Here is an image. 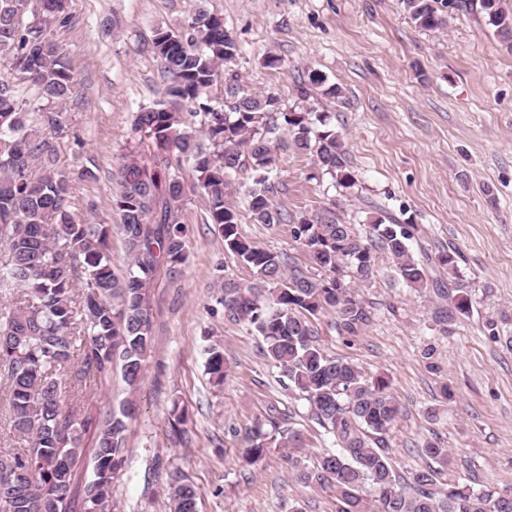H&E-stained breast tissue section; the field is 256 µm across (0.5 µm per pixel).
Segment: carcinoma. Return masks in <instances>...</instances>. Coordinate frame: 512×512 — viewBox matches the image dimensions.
<instances>
[{"label": "carcinoma", "mask_w": 512, "mask_h": 512, "mask_svg": "<svg viewBox=\"0 0 512 512\" xmlns=\"http://www.w3.org/2000/svg\"><path fill=\"white\" fill-rule=\"evenodd\" d=\"M437 3L400 0L406 16L424 31L448 27V14ZM475 5L512 51V12L504 0L445 3L453 10ZM71 19L68 0H0V59L8 60L16 76L14 82L0 76V244L10 255L0 265V294L25 290L22 300L0 308V380L8 384L10 433L25 443L18 452L0 448V479L12 475L17 482L14 493H0V512H108L135 404L128 400L96 424L82 415V394L88 381L112 374L117 354L129 394L145 377L155 274L164 267L177 276L188 258L187 187L173 158L191 163L192 189L203 195L224 247L270 286L266 296L251 285L224 292V316L261 336L265 357L337 447L313 469L300 467L292 449L303 447L301 434L280 428L270 412L245 429L242 464L255 468L269 449H289L285 458L301 481L335 492L336 512H362L365 486L374 491L379 512H512V488L438 487L427 470L406 485L400 482L388 452L399 412L390 382L324 352L314 320L332 311L351 335L365 324L357 289L373 279L376 248L391 257L408 287H430L443 297L445 283L430 278L427 264L415 258L411 224L378 218L366 243L334 203L295 218L275 203L281 188L273 173L284 147L312 156L313 179L327 177L346 191L357 179L339 135L314 108L282 112L275 96L248 93L232 75L224 78V100L209 97L220 68L236 60L240 47L224 21L202 7L179 27L153 32L163 85L152 104L133 114L134 150L112 174V208L120 214L128 257L125 270L115 271L112 225L75 221L69 180L58 166L56 139L70 130L67 104L77 80L56 33ZM311 87L333 98L342 94L317 69L302 81V99L310 97ZM241 188L251 221L292 225L293 241L316 272L239 234L240 213L231 197ZM458 257L455 250L437 256L450 279L457 277ZM344 266L355 284L346 282ZM450 303L437 312L440 320L450 322L472 306L462 291ZM207 354L208 373L223 383V347L213 344ZM186 424L185 412L173 408L175 438L186 439ZM91 427L93 478L80 498L73 492L74 466ZM169 499L171 512H196L194 485L179 470L169 472Z\"/></svg>", "instance_id": "carcinoma-1"}]
</instances>
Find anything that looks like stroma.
<instances>
[{
	"instance_id": "stroma-1",
	"label": "stroma",
	"mask_w": 512,
	"mask_h": 512,
	"mask_svg": "<svg viewBox=\"0 0 512 512\" xmlns=\"http://www.w3.org/2000/svg\"><path fill=\"white\" fill-rule=\"evenodd\" d=\"M241 45L234 69L244 89L278 98L281 111L299 103L306 68L340 85L341 100L320 97L357 178L351 193L311 180L312 158L282 152L278 196L290 213L336 198L360 235L389 215L415 226L411 247L431 259L460 253L457 287L473 299L471 313L443 323L432 291L408 288L384 253L361 291L369 320L356 334L333 313L315 324L321 347L389 379L400 406L390 454L403 477L433 467L442 483L474 488L512 486V52L478 10H456L444 31H422L398 0H205ZM195 0H70V27L56 38L79 83L68 105L69 133L57 141L59 166L70 179L76 220L114 224L111 173L128 148L133 112L162 86L148 44L158 26H175ZM281 58L266 67V54ZM92 167L96 178L79 180ZM188 260L177 281L158 271L151 290L153 349L135 395L139 413L126 432L123 470L112 483L111 512H168L169 469L184 471L198 512H336L327 488L305 485L270 449L256 469L243 467L245 428L276 408L284 427L303 434L299 457L311 466L336 450L310 419L306 401L288 387L261 351L262 340L224 317L226 287L254 278L206 221L199 195L185 198ZM288 224H255L242 214L240 235L296 253ZM495 322L497 335L486 324ZM224 347L227 375L214 385L206 350ZM434 348L425 359V348ZM453 399H444L441 385ZM127 393L120 373L88 383L83 410H119ZM187 411L190 439L169 436L173 402ZM434 441L448 461L423 451Z\"/></svg>"
}]
</instances>
